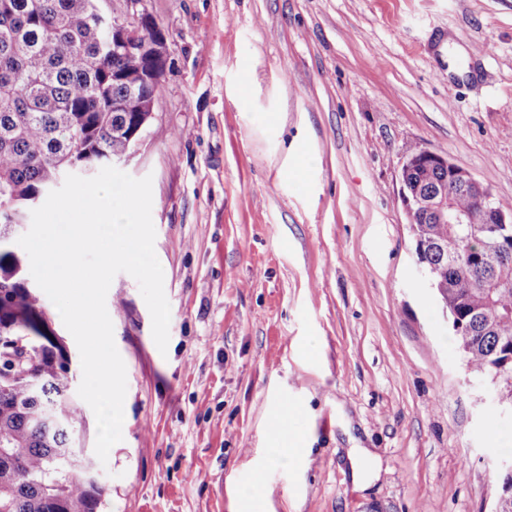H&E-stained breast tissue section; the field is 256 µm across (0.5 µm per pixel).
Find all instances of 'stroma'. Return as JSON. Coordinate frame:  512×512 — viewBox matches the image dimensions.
<instances>
[{"instance_id": "1", "label": "stroma", "mask_w": 512, "mask_h": 512, "mask_svg": "<svg viewBox=\"0 0 512 512\" xmlns=\"http://www.w3.org/2000/svg\"><path fill=\"white\" fill-rule=\"evenodd\" d=\"M164 30L152 179L170 305L106 307L124 360L109 512H493L512 411L469 370L416 266L401 168L425 148L512 202V0H105ZM483 54H474V47ZM293 406L309 451L264 463ZM375 479L355 482L348 451Z\"/></svg>"}]
</instances>
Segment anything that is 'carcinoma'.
<instances>
[{
    "instance_id": "cac0c4a2",
    "label": "carcinoma",
    "mask_w": 512,
    "mask_h": 512,
    "mask_svg": "<svg viewBox=\"0 0 512 512\" xmlns=\"http://www.w3.org/2000/svg\"><path fill=\"white\" fill-rule=\"evenodd\" d=\"M100 0H0V353L25 357L21 376L0 356V512H98L104 488L84 480L75 453L83 415L67 394L64 342L33 349L31 316L51 324L27 278V257L11 245L34 199L72 165L90 170L123 155L155 85L164 75L147 56L112 52ZM445 177L422 169L408 180L429 186ZM448 206L479 218L477 202L448 184ZM415 236L468 367L512 373V243L478 244L470 224H418Z\"/></svg>"
}]
</instances>
